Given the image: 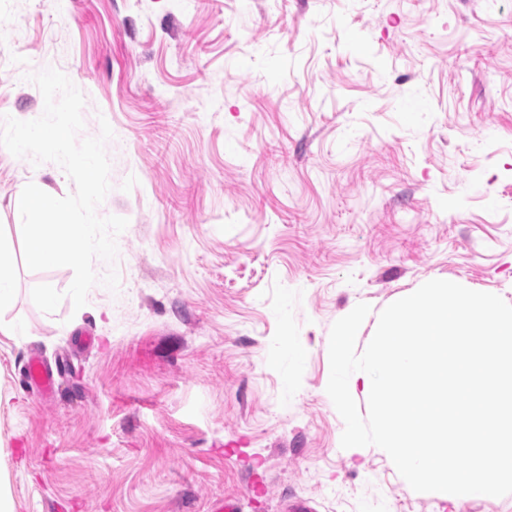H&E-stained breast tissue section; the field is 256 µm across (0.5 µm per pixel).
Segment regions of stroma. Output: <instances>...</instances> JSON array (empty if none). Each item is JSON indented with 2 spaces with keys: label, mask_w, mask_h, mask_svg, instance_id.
<instances>
[{
  "label": "stroma",
  "mask_w": 512,
  "mask_h": 512,
  "mask_svg": "<svg viewBox=\"0 0 512 512\" xmlns=\"http://www.w3.org/2000/svg\"><path fill=\"white\" fill-rule=\"evenodd\" d=\"M0 28V116L44 110L14 68L67 75L82 137L114 131L97 212L129 221L118 290L94 285L82 312L31 299L70 268L9 271L15 512H512V494L457 504L372 447L350 454L326 392L331 327L357 304L360 352L433 279L512 304V0H0ZM35 179L75 190L0 147L18 255ZM34 354L67 362L51 397L24 382Z\"/></svg>",
  "instance_id": "35a3bbf8"
}]
</instances>
